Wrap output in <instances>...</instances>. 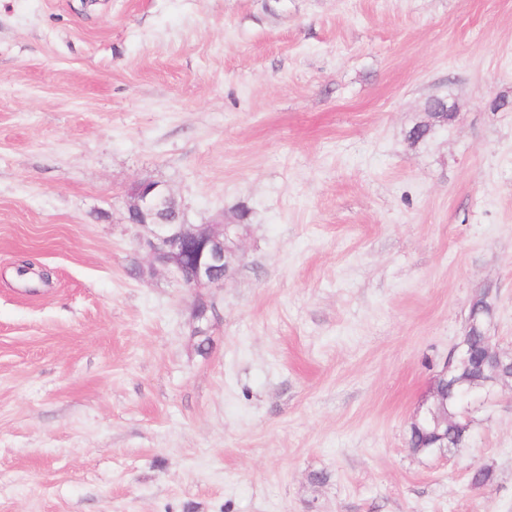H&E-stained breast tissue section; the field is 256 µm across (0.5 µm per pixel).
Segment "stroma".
<instances>
[{"instance_id": "stroma-1", "label": "stroma", "mask_w": 512, "mask_h": 512, "mask_svg": "<svg viewBox=\"0 0 512 512\" xmlns=\"http://www.w3.org/2000/svg\"><path fill=\"white\" fill-rule=\"evenodd\" d=\"M138 181L248 211L204 321ZM484 292L511 351L512 0H0V512H512V386L408 446ZM438 392H436L435 386H433L424 398L421 400L413 418L411 424L418 425L420 421H426L433 425V431L431 434L434 436H440L439 423L434 415V407L436 406V400L440 398Z\"/></svg>"}]
</instances>
